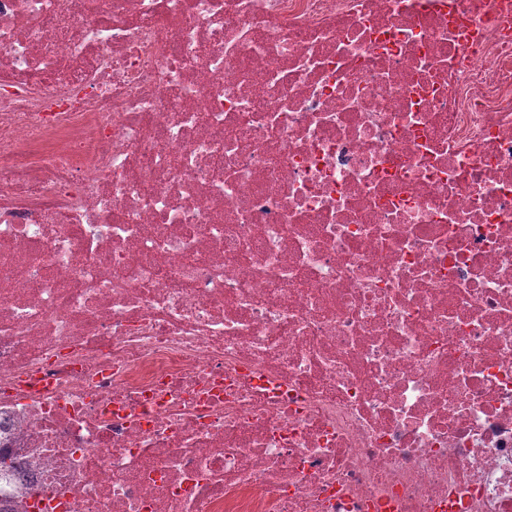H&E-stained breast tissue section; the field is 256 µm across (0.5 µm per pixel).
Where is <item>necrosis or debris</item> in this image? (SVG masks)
Wrapping results in <instances>:
<instances>
[{
    "mask_svg": "<svg viewBox=\"0 0 512 512\" xmlns=\"http://www.w3.org/2000/svg\"><path fill=\"white\" fill-rule=\"evenodd\" d=\"M0 512H512V0H0Z\"/></svg>",
    "mask_w": 512,
    "mask_h": 512,
    "instance_id": "necrosis-or-debris-1",
    "label": "necrosis or debris"
}]
</instances>
